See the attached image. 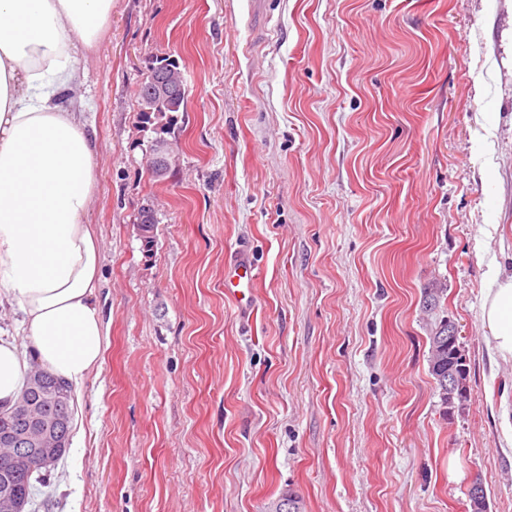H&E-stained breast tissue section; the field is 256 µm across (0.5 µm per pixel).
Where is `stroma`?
I'll return each instance as SVG.
<instances>
[{"label": "stroma", "mask_w": 512, "mask_h": 512, "mask_svg": "<svg viewBox=\"0 0 512 512\" xmlns=\"http://www.w3.org/2000/svg\"><path fill=\"white\" fill-rule=\"evenodd\" d=\"M165 55L187 103L145 125ZM80 67L107 350L25 512H268L288 491L304 512H472L476 480L512 512V363L492 369L482 318L512 270V0H112ZM243 255L245 319L224 288ZM438 281L469 366L450 410ZM152 151L153 160H151L150 172L154 177H162L168 170L171 148L166 140H158L154 143ZM446 288H433L425 292V298L422 305L424 314L435 317L433 322H430V371L433 375L437 387L440 389V396L442 403L448 406V396L450 387H448V380L452 379L448 372V359L453 363L454 371L458 377H461V386L464 388L467 379L469 368L465 354L464 358L455 357L452 354L453 349H448V336L451 331L448 325V309L441 308V299Z\"/></svg>", "instance_id": "stroma-1"}]
</instances>
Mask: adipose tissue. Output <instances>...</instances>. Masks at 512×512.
<instances>
[{
  "label": "adipose tissue",
  "instance_id": "ef3b65f1",
  "mask_svg": "<svg viewBox=\"0 0 512 512\" xmlns=\"http://www.w3.org/2000/svg\"><path fill=\"white\" fill-rule=\"evenodd\" d=\"M111 11L112 0H0V310L20 314L28 337L0 338L2 408L31 365L73 385L103 359L100 247L85 222L99 147L76 91ZM484 316L494 360L512 362V275L493 276Z\"/></svg>",
  "mask_w": 512,
  "mask_h": 512
}]
</instances>
